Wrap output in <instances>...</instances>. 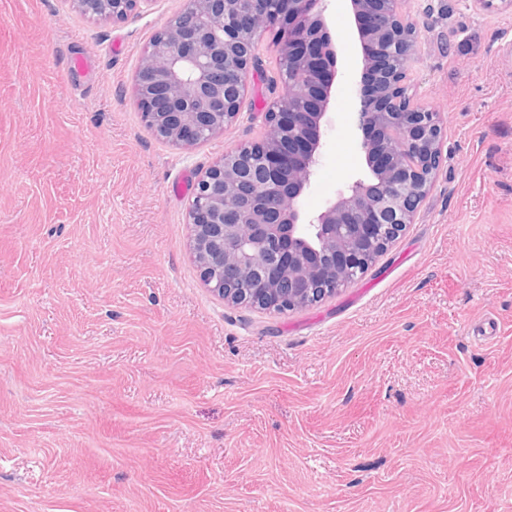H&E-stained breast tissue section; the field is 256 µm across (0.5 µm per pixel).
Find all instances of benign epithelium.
<instances>
[{
  "label": "benign epithelium",
  "instance_id": "benign-epithelium-1",
  "mask_svg": "<svg viewBox=\"0 0 512 512\" xmlns=\"http://www.w3.org/2000/svg\"><path fill=\"white\" fill-rule=\"evenodd\" d=\"M91 16L126 19L152 0H71ZM328 0H185L142 57L135 97L145 125L175 146L224 132L258 66L257 37L275 29L286 93L264 135L199 173L190 248L208 289L233 306L284 314L336 295L406 226L440 164L442 120L406 102L415 29L407 0H348L361 50L352 128L366 173L318 212L301 200L320 162L337 78Z\"/></svg>",
  "mask_w": 512,
  "mask_h": 512
}]
</instances>
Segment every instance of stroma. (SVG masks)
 Segmentation results:
<instances>
[{
	"label": "stroma",
	"instance_id": "35a3bbf8",
	"mask_svg": "<svg viewBox=\"0 0 512 512\" xmlns=\"http://www.w3.org/2000/svg\"><path fill=\"white\" fill-rule=\"evenodd\" d=\"M182 5L0 0V512H512V7L408 0L406 96L444 128L431 189L361 278L277 315L203 285L188 207L263 136L278 48L223 133L170 145L134 83ZM328 23L310 213L365 172L344 0ZM85 14L104 16L112 21L125 20L141 5H149L152 0H70Z\"/></svg>",
	"mask_w": 512,
	"mask_h": 512
}]
</instances>
